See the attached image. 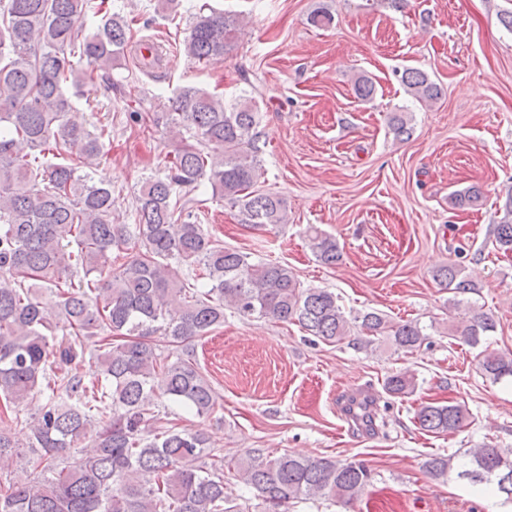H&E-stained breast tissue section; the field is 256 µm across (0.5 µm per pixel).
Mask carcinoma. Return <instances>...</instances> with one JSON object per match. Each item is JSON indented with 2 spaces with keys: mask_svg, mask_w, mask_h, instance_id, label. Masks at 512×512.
I'll return each mask as SVG.
<instances>
[{
  "mask_svg": "<svg viewBox=\"0 0 512 512\" xmlns=\"http://www.w3.org/2000/svg\"><path fill=\"white\" fill-rule=\"evenodd\" d=\"M105 0H0V404L44 403L29 423L30 448L46 462V475L27 484L0 481V512H290L297 504L331 498L351 506L370 484L363 462L284 453L272 459L224 462L202 433L169 423L159 404H179L197 416L216 411L217 397L199 371L192 343L224 323V310L300 326L324 343L350 337L363 347L386 336L411 353L426 340L416 321H395L378 311L350 319L328 288H304L287 266L253 262L226 248L198 223L200 187L236 209L239 223L262 229L288 223L278 193L258 188L264 175L260 112L251 96L233 102L194 86H179L160 119L181 135L166 175L138 190L132 224L112 218V185L90 174L110 130L69 117L67 86L80 88L107 73L134 44L133 21L104 7ZM243 20L200 8L192 16L183 53L206 64L232 49ZM406 92L431 105L440 87L427 73L406 69ZM411 116L395 112L389 128L398 139L412 133ZM472 186L448 195L453 208L481 205ZM493 225L494 247L512 253V193ZM315 257L332 267L336 241L308 229ZM122 262L112 267L113 252ZM197 266L206 282L190 286L178 268ZM84 284L68 283L72 269ZM435 282L457 294L474 290L464 269L448 263ZM495 330L492 315L477 312L451 325L448 335L471 347ZM160 334L176 353L162 355ZM93 360L94 378L69 367ZM493 381L512 377V356L486 352L479 359ZM383 388L396 398L412 394L409 372L388 376ZM110 401L109 416L96 412ZM363 424L376 429L375 403L353 399ZM470 414L460 404L421 406L415 415L428 433L462 428ZM81 457L55 461L85 440ZM17 445L0 427V474ZM207 457L210 465L198 461ZM452 456H432L428 473L485 483L512 501V449L484 444ZM255 491L254 506L224 496V467Z\"/></svg>",
  "mask_w": 512,
  "mask_h": 512,
  "instance_id": "carcinoma-1",
  "label": "carcinoma"
}]
</instances>
